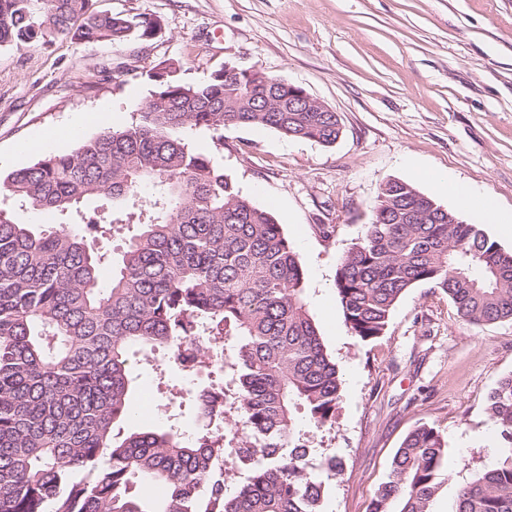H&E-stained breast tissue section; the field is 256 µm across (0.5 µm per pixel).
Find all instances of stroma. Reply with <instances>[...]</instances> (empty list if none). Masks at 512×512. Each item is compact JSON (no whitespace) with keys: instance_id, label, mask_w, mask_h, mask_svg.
I'll use <instances>...</instances> for the list:
<instances>
[{"instance_id":"stroma-1","label":"stroma","mask_w":512,"mask_h":512,"mask_svg":"<svg viewBox=\"0 0 512 512\" xmlns=\"http://www.w3.org/2000/svg\"><path fill=\"white\" fill-rule=\"evenodd\" d=\"M101 11L157 18L149 41H57L0 48V171L72 151L61 131L93 114L131 123L150 96L149 69L168 61L195 81L233 64L302 87L339 116L323 146L261 127L184 131L218 157L253 205L269 210L298 253L306 302L341 377L332 428L297 423L315 461L333 457L323 512H369L408 432L427 423L448 440L444 482L431 512H453L458 488L493 465L501 441L486 414L512 374V321L463 323L431 284L409 288L383 336L356 339L335 280L339 258L364 232L380 187L398 178L445 209L452 198L420 178L450 173L512 211V0H94ZM461 221L471 215L457 211ZM134 418L126 430L179 423L189 403H167L154 363H133Z\"/></svg>"}]
</instances>
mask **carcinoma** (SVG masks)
I'll return each instance as SVG.
<instances>
[{"instance_id": "1", "label": "carcinoma", "mask_w": 512, "mask_h": 512, "mask_svg": "<svg viewBox=\"0 0 512 512\" xmlns=\"http://www.w3.org/2000/svg\"><path fill=\"white\" fill-rule=\"evenodd\" d=\"M91 2L0 0V48L153 39L157 19L97 12ZM234 69L196 82L160 62L131 124L0 177L1 194L76 225L37 228L0 206V512H322L296 414L317 428L334 423L340 378L307 309L302 262L275 217L179 132L259 125L330 145L341 128L335 111L300 101L288 111L287 79L269 75L259 92ZM145 184L152 191L143 194ZM93 196L131 202L127 223L138 225L107 287L98 269L119 220L86 213ZM418 283L446 294L468 324L512 320V253L392 179L336 271L353 336H382ZM226 336L237 340L234 462L251 471L230 498L224 428L211 426L226 418L224 391L195 401L192 434L123 428L132 357L162 349L183 370L188 361L204 367L221 358ZM486 410L504 449L459 487L454 512H512V374ZM447 453L436 427L410 431L370 512H430ZM142 484L159 494L141 498Z\"/></svg>"}]
</instances>
